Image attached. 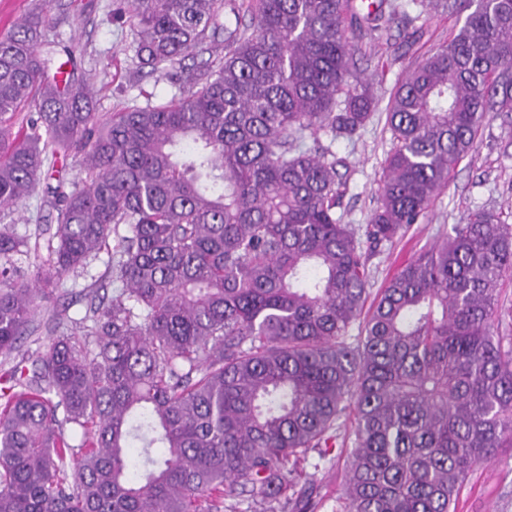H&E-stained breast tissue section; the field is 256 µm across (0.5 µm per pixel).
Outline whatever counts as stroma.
<instances>
[{"label": "stroma", "instance_id": "1", "mask_svg": "<svg viewBox=\"0 0 512 512\" xmlns=\"http://www.w3.org/2000/svg\"><path fill=\"white\" fill-rule=\"evenodd\" d=\"M113 0H51L56 19L46 36L74 50L75 75L95 89V109L115 112L148 99L163 101L175 92L168 81L154 77L134 80V35L129 26L112 20ZM463 15L423 16V33L412 47L376 43L357 60V72L371 79L381 100H388L405 71L430 56L463 23ZM392 148L385 112H376L361 137L336 140L332 149L346 165L340 173L347 192L340 212L344 223L365 224L378 205V183L385 158ZM493 207L512 212V114L491 115L480 127L473 150L457 165L447 185L431 203L421 223L412 225L396 242L378 247L370 260V290H378L422 250L451 233L471 210ZM56 211L43 189L13 208L0 212V225H9L20 237L33 234L37 225L50 224ZM107 254L90 260L78 276L51 296L48 306L65 310L73 318L84 316L86 302L80 292L105 270ZM458 512H512V448L500 449L494 459L475 471L464 488Z\"/></svg>", "mask_w": 512, "mask_h": 512}]
</instances>
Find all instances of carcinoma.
<instances>
[{
  "mask_svg": "<svg viewBox=\"0 0 512 512\" xmlns=\"http://www.w3.org/2000/svg\"><path fill=\"white\" fill-rule=\"evenodd\" d=\"M126 4L112 19L134 33L133 74L168 77L166 102L95 111L42 51L47 8L0 37V208L59 157L85 172L47 187L55 227H0V512H314L338 440L336 512H457L475 468L512 448V225L471 211L363 309L371 249L421 223L489 113L512 112V0ZM461 7L389 98L379 205L343 223V160L319 136L351 140L376 108L354 56ZM23 106L37 117L12 132ZM44 234L37 285L15 256ZM103 250L85 315L47 311L26 365L41 301Z\"/></svg>",
  "mask_w": 512,
  "mask_h": 512,
  "instance_id": "obj_1",
  "label": "carcinoma"
}]
</instances>
